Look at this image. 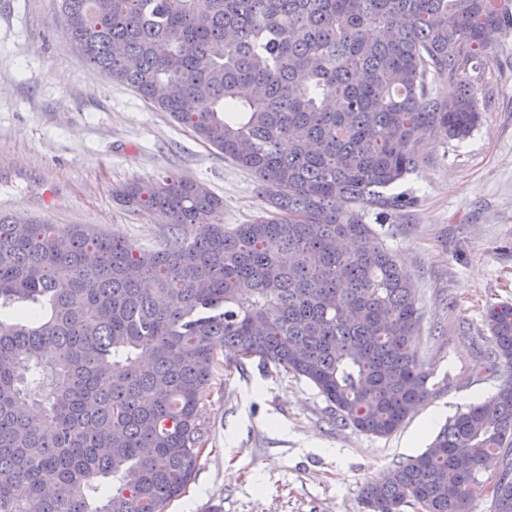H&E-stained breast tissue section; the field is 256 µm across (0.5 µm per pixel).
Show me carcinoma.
I'll list each match as a JSON object with an SVG mask.
<instances>
[{
  "instance_id": "1",
  "label": "carcinoma",
  "mask_w": 512,
  "mask_h": 512,
  "mask_svg": "<svg viewBox=\"0 0 512 512\" xmlns=\"http://www.w3.org/2000/svg\"><path fill=\"white\" fill-rule=\"evenodd\" d=\"M86 61L258 179L268 208L175 175L115 191L169 218L143 249L87 224L0 215V512H167L201 454L216 349L314 385L334 419L388 437L446 386L415 347L421 312L365 222L421 135L480 124L476 82L512 0H62ZM456 86L442 97L434 85ZM506 378L424 452L361 491L365 512H512V305L486 315ZM501 459L499 473L482 478Z\"/></svg>"
}]
</instances>
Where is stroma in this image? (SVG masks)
Instances as JSON below:
<instances>
[{
	"label": "stroma",
	"mask_w": 512,
	"mask_h": 512,
	"mask_svg": "<svg viewBox=\"0 0 512 512\" xmlns=\"http://www.w3.org/2000/svg\"><path fill=\"white\" fill-rule=\"evenodd\" d=\"M494 55L496 72L479 87V127L461 143L429 142L396 187L416 204L383 226L415 286L419 351L447 390L396 433L374 437L333 420L305 379L218 351L201 402L198 470L168 512H363L367 482L494 395L501 372L470 375L490 336L488 307L512 304V32ZM164 174L204 182L223 198L229 226L264 207L252 173L85 61L61 0H0V214L93 224L155 249L165 216L127 210L112 193Z\"/></svg>",
	"instance_id": "35a3bbf8"
}]
</instances>
